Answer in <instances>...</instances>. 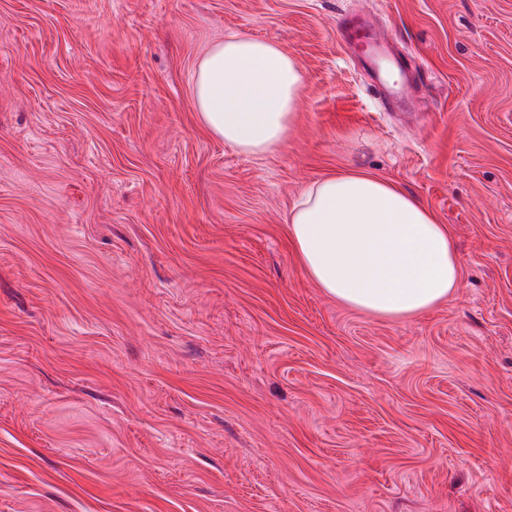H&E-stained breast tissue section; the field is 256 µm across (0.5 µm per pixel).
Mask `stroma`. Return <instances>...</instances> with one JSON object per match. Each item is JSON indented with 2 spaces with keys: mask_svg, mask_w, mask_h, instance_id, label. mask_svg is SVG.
<instances>
[{
  "mask_svg": "<svg viewBox=\"0 0 512 512\" xmlns=\"http://www.w3.org/2000/svg\"><path fill=\"white\" fill-rule=\"evenodd\" d=\"M230 36L305 75L264 157L195 109ZM349 171L447 225L448 301L303 270L288 213ZM0 512H512V0H0ZM365 44L364 62L366 66L376 75L379 80H384V72L390 65H399V62L390 58L382 45L369 35H364Z\"/></svg>",
  "mask_w": 512,
  "mask_h": 512,
  "instance_id": "35a3bbf8",
  "label": "stroma"
}]
</instances>
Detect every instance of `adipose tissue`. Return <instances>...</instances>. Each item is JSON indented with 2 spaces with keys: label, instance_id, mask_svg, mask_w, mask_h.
I'll return each mask as SVG.
<instances>
[{
  "label": "adipose tissue",
  "instance_id": "adipose-tissue-1",
  "mask_svg": "<svg viewBox=\"0 0 512 512\" xmlns=\"http://www.w3.org/2000/svg\"><path fill=\"white\" fill-rule=\"evenodd\" d=\"M302 86L301 70L281 48L230 37L200 57L193 98L211 136L261 157L287 141ZM288 231L314 283L371 315L410 316L448 300L459 286L447 227L403 189L367 173L312 182L288 215Z\"/></svg>",
  "mask_w": 512,
  "mask_h": 512
}]
</instances>
